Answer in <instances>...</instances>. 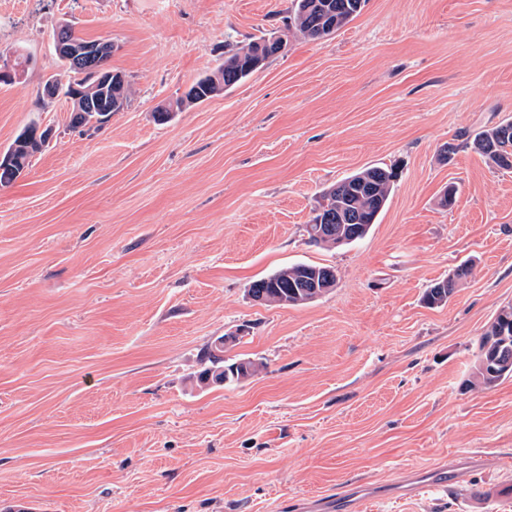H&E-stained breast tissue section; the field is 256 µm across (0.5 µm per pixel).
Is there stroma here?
<instances>
[{"label":"stroma","mask_w":512,"mask_h":512,"mask_svg":"<svg viewBox=\"0 0 512 512\" xmlns=\"http://www.w3.org/2000/svg\"><path fill=\"white\" fill-rule=\"evenodd\" d=\"M293 0H0V151L53 138L0 187V512H297L359 482L366 512H512V378L466 387L512 302V171L474 135L512 119V0H367L332 35H293ZM109 40L130 101L96 129L39 101L61 24ZM285 43L233 88L154 118L229 50ZM457 147L441 160L445 143ZM396 167L361 241L305 231L321 194ZM452 208L440 198L448 184ZM473 273L448 303L426 289ZM336 271L302 306L250 284ZM236 335L240 384H198ZM460 471L403 500L409 471ZM472 266L473 265L470 263L460 264L448 273V277L431 285L425 295L426 303L431 307H439L447 304L459 284L471 275ZM457 274L459 276L458 279L451 276L455 275L456 277ZM223 353L224 350L216 351L213 347L207 351L204 359H206L210 365L198 373L197 380H202L210 373H212L213 376L217 375L218 378H221L224 376L225 370V373L227 371L229 374V381L224 387L230 386L252 377L261 365V363L250 359H240L228 364V362L224 360Z\"/></svg>","instance_id":"obj_1"}]
</instances>
